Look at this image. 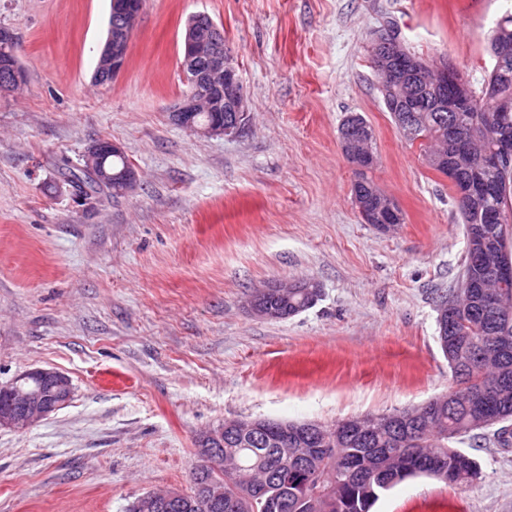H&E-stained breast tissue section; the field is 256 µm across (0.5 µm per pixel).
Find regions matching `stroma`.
<instances>
[{
    "label": "stroma",
    "mask_w": 512,
    "mask_h": 512,
    "mask_svg": "<svg viewBox=\"0 0 512 512\" xmlns=\"http://www.w3.org/2000/svg\"><path fill=\"white\" fill-rule=\"evenodd\" d=\"M512 0H145L124 69L92 82L110 0H0L27 82L0 93V387L34 368L67 375V406L0 428V512H127L189 491L195 439L224 420L330 425L445 394L436 304L466 240L446 176L396 129L370 63L393 24L432 65L481 90L488 37ZM204 13L224 30L248 119L203 137L169 118L187 90L183 35ZM373 135L371 176L405 215L363 223L338 138L349 114ZM119 143L137 175L77 200L65 167ZM319 283L316 304L255 318L256 289ZM461 450L482 477H430L373 512H512V446Z\"/></svg>",
    "instance_id": "1"
}]
</instances>
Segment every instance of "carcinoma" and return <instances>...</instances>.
<instances>
[{
  "mask_svg": "<svg viewBox=\"0 0 512 512\" xmlns=\"http://www.w3.org/2000/svg\"><path fill=\"white\" fill-rule=\"evenodd\" d=\"M488 52L494 65L481 94L470 91L468 107L456 112L441 109V87L421 78L410 80L401 96L396 85L378 75L383 102L396 129L409 142L425 141L424 157L433 170L448 174L452 167L458 181L478 180L489 185L485 197L458 202L466 234V257L457 287L437 304L438 342L454 384L447 399L389 414H368L369 436L360 439L339 432V424L326 425L316 448L300 468L285 464L277 428L263 433H224V447H206L205 432L196 438L197 456L212 455L216 465L196 467L190 492L171 512H370L380 494L415 476H429L445 484L468 486L481 478L478 462L452 447L498 426L500 444L512 443V348L502 350V337L512 338V280L501 282L494 270L512 266L505 252L511 224H500L495 214L512 217V161L481 168L478 159L495 146L498 136L512 135V108L500 109L496 98H512V13L504 15L490 39ZM22 68L15 55L0 51V84L12 81V71ZM352 129L365 136L360 148L374 152L372 132L363 116L352 113L338 133ZM472 141L470 156L460 158L450 149L451 135ZM69 182L83 199L115 186L101 185L90 173L71 174ZM354 203L363 205L370 224H383L399 206L376 185L368 172L358 173L352 188ZM308 280L288 289V297L270 293L266 303L292 317L311 308L320 289ZM499 298V307L486 308L483 296ZM457 309L458 325L448 329V308ZM489 397L482 409L470 395Z\"/></svg>",
  "mask_w": 512,
  "mask_h": 512,
  "instance_id": "1",
  "label": "carcinoma"
}]
</instances>
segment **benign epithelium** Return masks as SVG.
I'll list each match as a JSON object with an SVG mask.
<instances>
[{
	"instance_id": "7a95c632",
	"label": "benign epithelium",
	"mask_w": 512,
	"mask_h": 512,
	"mask_svg": "<svg viewBox=\"0 0 512 512\" xmlns=\"http://www.w3.org/2000/svg\"><path fill=\"white\" fill-rule=\"evenodd\" d=\"M140 0H129L121 13V22L112 27V43L101 55L107 77L114 78L125 67L129 43L127 37L136 28L142 12ZM371 42L380 51L376 69L380 72L394 74L388 69L386 56L391 54L399 57L403 68L414 73H422L420 63L414 58H404L400 52L404 47L396 31L391 28L376 30ZM182 66H189L194 71L191 91L187 92L177 107L170 113V120L196 134L214 137H229L237 134L244 126L247 112L243 87L238 72L232 64L230 55L224 47V40L216 24L206 15L200 14L187 28L184 35V54ZM434 77L441 85H450L457 95L449 101L448 110H453L466 99V89L462 85L456 66L445 64L440 68L431 69ZM199 112H226L222 120L208 124L197 121ZM344 148L350 151L353 168L357 171L365 169L371 156L356 149L350 140L342 141ZM122 154V147L112 141H99L91 144L84 154L87 168L95 170L101 156ZM512 159V139H503L497 148L482 155V160L489 166H498ZM98 177L105 181L122 186V190L131 189L135 182L132 171L112 173L101 170ZM269 289L262 288L254 293L249 302L251 312L263 320L277 321L281 316L264 307L263 302ZM37 377L44 384V390L34 392L22 381L29 377ZM9 395V406L0 410V427L25 430L39 420L49 416L66 406L72 397L71 380L63 373L53 369L37 368L19 374L8 386L0 389Z\"/></svg>"
}]
</instances>
